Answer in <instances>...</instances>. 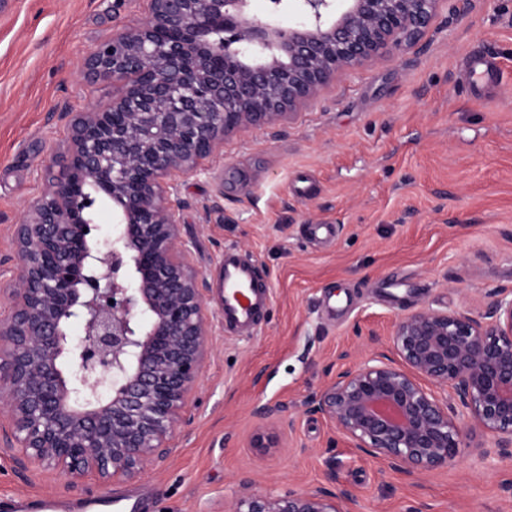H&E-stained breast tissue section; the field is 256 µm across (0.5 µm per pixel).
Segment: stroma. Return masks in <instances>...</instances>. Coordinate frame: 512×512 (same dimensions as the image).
Instances as JSON below:
<instances>
[{
	"mask_svg": "<svg viewBox=\"0 0 512 512\" xmlns=\"http://www.w3.org/2000/svg\"><path fill=\"white\" fill-rule=\"evenodd\" d=\"M150 0H6L0 6V289L13 276L15 222L48 187L67 113L119 85L80 75L100 42ZM475 52L502 69L490 88L464 73ZM204 170L179 176V218L207 282L210 356L189 423L135 480L84 492L54 470H22L3 442L0 501L144 492L146 512H224L248 479L257 494L346 489L355 512H512V457L484 459L470 427L457 460L423 475L358 455L305 398L368 355L369 332L431 308L481 316L512 289V0L438 14L418 46L339 74L294 118L229 136ZM315 224L332 233L316 239ZM262 271L258 323L224 327L213 291L224 253ZM283 405L289 425L260 420ZM269 439L254 448L257 436Z\"/></svg>",
	"mask_w": 512,
	"mask_h": 512,
	"instance_id": "obj_1",
	"label": "stroma"
}]
</instances>
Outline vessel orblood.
Segmentation results:
<instances>
[{
	"label": "vessel or blood",
	"mask_w": 512,
	"mask_h": 512,
	"mask_svg": "<svg viewBox=\"0 0 512 512\" xmlns=\"http://www.w3.org/2000/svg\"><path fill=\"white\" fill-rule=\"evenodd\" d=\"M499 67L482 56L471 57L466 65V76L473 84L488 83L495 79ZM220 316L225 324L239 328L249 327L268 301L266 289L259 286L257 268L239 259L235 252L224 255L222 267ZM115 507L117 512H141L140 502L126 499L98 498L80 503V512H100L104 507ZM60 502L54 498L13 500L11 512H59Z\"/></svg>",
	"instance_id": "b4317fda"
}]
</instances>
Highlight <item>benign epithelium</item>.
I'll list each match as a JSON object with an SVG mask.
<instances>
[{"instance_id":"1","label":"benign epithelium","mask_w":512,"mask_h":512,"mask_svg":"<svg viewBox=\"0 0 512 512\" xmlns=\"http://www.w3.org/2000/svg\"><path fill=\"white\" fill-rule=\"evenodd\" d=\"M306 22L282 27L250 0H151L146 17L94 47L84 76L119 83L104 107L67 112L58 173L14 225V275L1 288L0 414L24 470L75 487L139 477L190 419L209 356L205 284L181 232L175 173L190 175L224 138L291 117L348 70L418 44L440 3L453 19L475 0H295ZM116 234L92 235L94 206ZM82 325V336L68 333ZM382 351L310 396L359 452L390 469L448 467L468 424L512 456V289L482 317L423 308L399 318ZM446 388L462 410L438 398ZM243 491L227 512H353L348 490Z\"/></svg>"}]
</instances>
